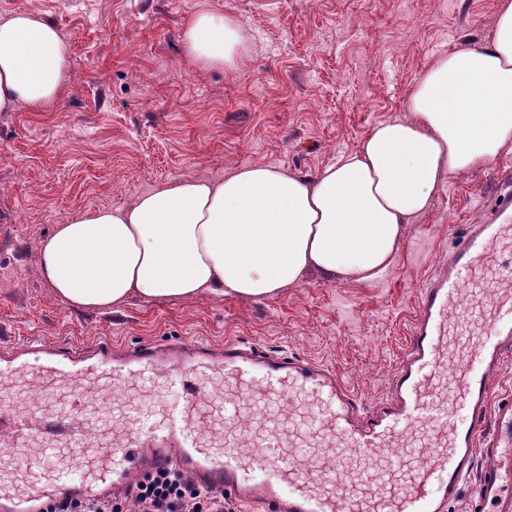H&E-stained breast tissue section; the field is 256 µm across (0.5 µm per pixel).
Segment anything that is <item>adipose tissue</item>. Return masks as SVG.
Instances as JSON below:
<instances>
[{
    "label": "adipose tissue",
    "instance_id": "1",
    "mask_svg": "<svg viewBox=\"0 0 512 512\" xmlns=\"http://www.w3.org/2000/svg\"><path fill=\"white\" fill-rule=\"evenodd\" d=\"M492 29L488 42L423 70L411 119L374 125L315 176L245 163L221 179L163 182L130 206L77 214L43 241L44 279L57 298L90 309L132 296L260 299L311 272L376 279L443 183L512 146V0H500ZM183 40L208 66L235 67L246 50L239 21L206 9L186 22ZM67 61L65 39L39 12L0 15V112L48 109Z\"/></svg>",
    "mask_w": 512,
    "mask_h": 512
}]
</instances>
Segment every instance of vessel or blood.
I'll return each mask as SVG.
<instances>
[{
  "mask_svg": "<svg viewBox=\"0 0 512 512\" xmlns=\"http://www.w3.org/2000/svg\"><path fill=\"white\" fill-rule=\"evenodd\" d=\"M512 245V172L504 171L481 223L468 225L448 254V270L427 281L418 297L408 347L371 410L336 371L322 363L255 347L200 340L145 343L116 350L26 343L0 353V393L16 381L58 383L71 389L64 413L45 424V441L31 447L32 426L21 408L0 411V444L14 448L27 468L0 459V512H42L45 504L75 497L86 502L129 487L133 477L174 468L203 490L261 502L273 512H446L467 477L476 483L467 512H512V400L493 415L485 410L490 375L512 354V274L482 308V329L470 347L460 385L439 396L448 372V329L475 269L498 248ZM170 385L181 394L173 408L135 415L120 438L81 448L77 430L89 416L102 383ZM220 386L224 404L204 418L205 386ZM312 409L306 441L296 434L249 442L236 433L238 417L254 395ZM429 429L428 460L406 465L385 459L381 469L354 468L344 449L363 456L393 448L419 425ZM220 427L233 439L221 448L203 443Z\"/></svg>",
  "mask_w": 512,
  "mask_h": 512,
  "instance_id": "1",
  "label": "vessel or blood"
}]
</instances>
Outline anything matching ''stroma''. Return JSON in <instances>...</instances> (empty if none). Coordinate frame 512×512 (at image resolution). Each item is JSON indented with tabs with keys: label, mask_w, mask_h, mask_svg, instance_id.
Segmentation results:
<instances>
[{
	"label": "stroma",
	"mask_w": 512,
	"mask_h": 512,
	"mask_svg": "<svg viewBox=\"0 0 512 512\" xmlns=\"http://www.w3.org/2000/svg\"><path fill=\"white\" fill-rule=\"evenodd\" d=\"M499 0H0V15L38 9L69 42L62 93L44 112L0 113V347L29 339L121 348L190 337L326 363L369 409L408 342L420 289L482 217L512 149L446 182L409 224L373 282L308 274L263 299L205 293L139 297L108 310L59 300L39 269L55 225L123 208L153 186L216 178L243 163L312 176L353 151L375 124L408 118L410 89L439 55L486 42ZM209 9L236 17L248 47L236 68L207 67L182 40ZM512 254L472 278L448 354L463 361ZM130 401L104 383L91 407L121 431L148 402L178 400L147 384Z\"/></svg>",
	"instance_id": "obj_1"
}]
</instances>
